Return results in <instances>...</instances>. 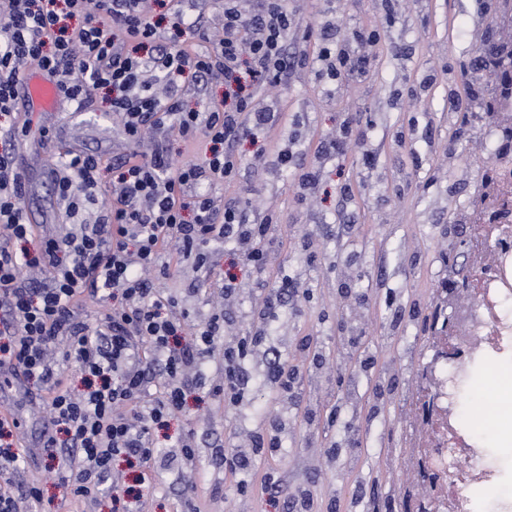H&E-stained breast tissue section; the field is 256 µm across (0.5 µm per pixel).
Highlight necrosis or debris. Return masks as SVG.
<instances>
[{
  "mask_svg": "<svg viewBox=\"0 0 512 512\" xmlns=\"http://www.w3.org/2000/svg\"><path fill=\"white\" fill-rule=\"evenodd\" d=\"M495 182L478 178L458 224H490L497 248L475 246L471 265L482 271L473 287L441 291L433 305L452 310L450 332L431 333L430 353L416 368L405 436L390 468L401 498L418 512H512V153H492ZM497 403L470 412L488 380Z\"/></svg>",
  "mask_w": 512,
  "mask_h": 512,
  "instance_id": "4bbe7bcc",
  "label": "necrosis or debris"
}]
</instances>
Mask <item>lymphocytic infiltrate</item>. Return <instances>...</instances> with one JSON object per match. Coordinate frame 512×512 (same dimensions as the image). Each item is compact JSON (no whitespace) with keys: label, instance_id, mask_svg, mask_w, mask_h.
Instances as JSON below:
<instances>
[{"label":"lymphocytic infiltrate","instance_id":"f902f5d3","mask_svg":"<svg viewBox=\"0 0 512 512\" xmlns=\"http://www.w3.org/2000/svg\"><path fill=\"white\" fill-rule=\"evenodd\" d=\"M158 0H0V116L11 114L22 66L53 75L75 111L90 109L91 90L108 89L109 110L120 133L138 144L165 133L183 145L197 137L211 142L204 159L177 160L165 140L146 152L112 161V197L98 203L103 161L68 152L52 171L56 193L70 219L62 237H42L20 204L22 177L9 144L0 139V229L20 249L0 246V368L47 381L44 407L52 433L45 445L69 448L70 491L96 501L123 457L143 464L154 455V430L181 410L187 376L224 344V391L235 393L253 347L221 337L212 316L194 336L177 337V303L155 288L154 276L169 274L172 261L207 263L203 247L232 241L245 262L260 259L252 243L265 231L241 223L234 210H219L202 183L231 178L237 159L231 145L249 125H263L251 95L232 108H187L186 78L212 83L237 78L248 61L254 80L278 78L287 67L283 44L294 19L284 0H264L245 19L238 0H224V24L205 50L166 46L151 14ZM118 298L94 331L77 309L86 295ZM65 343L82 372V390L56 381L47 359ZM161 378L159 397L142 402L148 384Z\"/></svg>","mask_w":512,"mask_h":512}]
</instances>
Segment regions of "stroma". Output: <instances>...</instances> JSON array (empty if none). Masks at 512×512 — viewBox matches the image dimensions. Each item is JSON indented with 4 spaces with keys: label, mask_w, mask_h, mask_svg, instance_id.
Here are the masks:
<instances>
[{
    "label": "stroma",
    "mask_w": 512,
    "mask_h": 512,
    "mask_svg": "<svg viewBox=\"0 0 512 512\" xmlns=\"http://www.w3.org/2000/svg\"><path fill=\"white\" fill-rule=\"evenodd\" d=\"M298 28L283 50L291 67L277 83L251 86L254 106L269 122L234 144L238 166L232 180L211 192L236 208L245 223L268 214L260 265L243 264L233 244H214L211 263L173 268L160 283L176 296L186 315L184 335L223 312L226 333L248 336L262 314L267 339L246 361L237 402L215 386L221 352L205 360L186 389L185 406L167 428L155 432L156 453L146 471L151 486L143 512H289L290 494L309 488L314 512H370L373 499L398 488L389 474L378 488L365 482L400 443V415L423 352L419 326L403 321L390 331L392 301L428 295L449 269L466 274L470 237H456L442 257L436 234L448 222L449 204H463L472 184L448 163L454 152L469 156L483 122L471 107L467 122L448 113V78L471 66L480 34L493 33L486 0H287ZM202 15L204 28L224 20V0H167L155 17L168 42L203 47L196 33L172 28L169 12ZM372 31L373 45L361 47L363 70L334 79L317 56L324 44L340 50L355 34ZM108 93L98 90L88 112L61 109L31 112L16 104V163L24 177L26 204H39L44 235L66 224L51 179L59 154L85 152L111 162L126 150L107 110ZM359 127L344 145L336 131L349 115ZM237 277L238 293L224 298V274ZM290 288L275 310H267L271 286ZM353 296L367 297L357 318L364 330L352 348L350 370L329 373L334 363L340 283ZM289 362L297 373L301 401L269 382L271 369ZM394 378L400 391L385 412L369 404L379 378ZM41 385L33 382L0 391V409L14 411L20 467L9 474L14 493L38 481L40 497L29 512H125L127 496L106 490L94 504L75 498L67 485L61 449L41 448L46 422ZM358 420L363 444L346 434ZM257 435L276 436L277 447L248 457L245 465L226 454ZM194 446L185 460L183 446Z\"/></svg>",
    "instance_id": "35a3bbf8"
}]
</instances>
